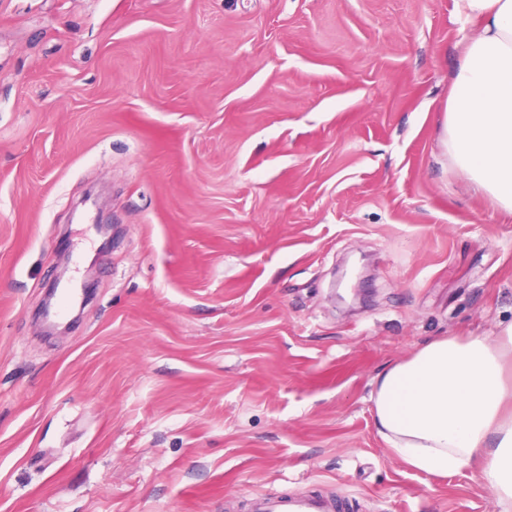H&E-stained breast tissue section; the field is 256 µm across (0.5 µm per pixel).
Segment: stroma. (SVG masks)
<instances>
[{
  "mask_svg": "<svg viewBox=\"0 0 512 512\" xmlns=\"http://www.w3.org/2000/svg\"><path fill=\"white\" fill-rule=\"evenodd\" d=\"M458 0H0V512H499L373 382L512 324L442 143ZM113 225L104 242L96 223ZM87 290L39 318L54 284ZM255 512H333L335 504L320 495L262 492L253 497Z\"/></svg>",
  "mask_w": 512,
  "mask_h": 512,
  "instance_id": "1",
  "label": "stroma"
}]
</instances>
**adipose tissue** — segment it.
<instances>
[{
  "mask_svg": "<svg viewBox=\"0 0 512 512\" xmlns=\"http://www.w3.org/2000/svg\"><path fill=\"white\" fill-rule=\"evenodd\" d=\"M477 28L444 104L442 145L465 178L512 214V0H459ZM485 336L442 337L380 374L372 393L378 434L412 468L457 473L480 459L500 512H512V385L505 345Z\"/></svg>",
  "mask_w": 512,
  "mask_h": 512,
  "instance_id": "obj_1",
  "label": "adipose tissue"
}]
</instances>
